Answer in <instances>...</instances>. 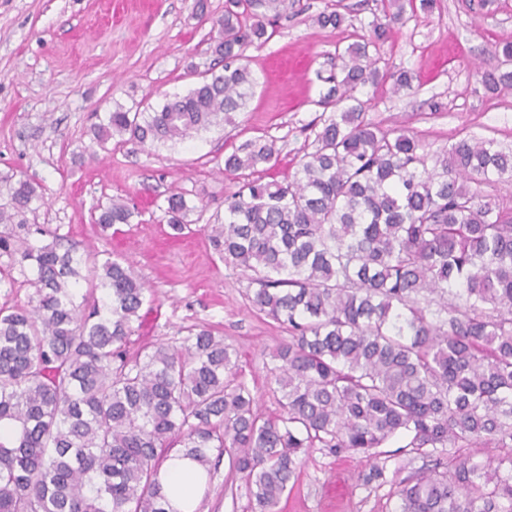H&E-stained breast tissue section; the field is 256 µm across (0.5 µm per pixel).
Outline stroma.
<instances>
[{
    "instance_id": "1",
    "label": "stroma",
    "mask_w": 512,
    "mask_h": 512,
    "mask_svg": "<svg viewBox=\"0 0 512 512\" xmlns=\"http://www.w3.org/2000/svg\"><path fill=\"white\" fill-rule=\"evenodd\" d=\"M338 4V29L313 21ZM0 0V175L36 183L45 203L32 224L59 228L70 243L126 258L152 300L126 349L180 345L207 328L238 352V379L257 410L278 412L271 391L272 350L289 333L250 303L247 276L212 250L204 225L224 211L239 180H283L314 149L320 97L336 74L337 52L382 18L381 0H296L263 46L245 51L257 84L236 125L214 127L156 147L110 140L98 149L97 114L120 103L186 92L194 70H206L224 0ZM512 41V0H436L395 25L382 56L412 73V87H367L365 117L384 130L406 128L430 151L462 137L496 140L512 149V86L487 91L475 63L496 64L492 46ZM275 139V167L239 176L222 173L225 156L244 141ZM181 193L193 204L189 232L172 236L162 207ZM122 198L137 214L118 230L96 222L98 204ZM398 436L366 454L307 449L275 512H397L401 480L429 466ZM212 470L198 512H252L244 480L228 455L212 452ZM384 477L368 481L373 468Z\"/></svg>"
}]
</instances>
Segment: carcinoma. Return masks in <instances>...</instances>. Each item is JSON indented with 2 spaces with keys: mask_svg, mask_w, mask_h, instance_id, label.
<instances>
[{
  "mask_svg": "<svg viewBox=\"0 0 512 512\" xmlns=\"http://www.w3.org/2000/svg\"><path fill=\"white\" fill-rule=\"evenodd\" d=\"M382 2L395 11L339 55L314 150L282 181L243 182L224 197V220L205 227L214 252L249 276L252 305L288 327L272 353L273 416L257 413L236 350L209 329L128 356L147 303L130 265L107 257L79 293L91 252L27 223L43 194L0 177V256L34 289L30 307L0 308V424L15 429L0 441V512H169L157 472L177 445L206 470L211 449L230 453L255 512H273L306 449L365 454L401 434L421 455L508 453L494 464L454 453L443 470L404 479L399 512H512V207L481 191L512 180V152L466 137L431 153L365 119L357 91L412 81L378 64L413 0ZM293 5L226 0L212 47L223 69L157 104H115L94 128L97 145L115 135L175 143L236 124L255 85L244 51ZM345 20L336 8L313 18L333 29ZM481 82L495 91L512 71ZM277 156L275 140H247L224 172ZM165 202L180 235L193 207L182 194ZM134 214L114 201L97 223ZM33 234L53 241L36 247Z\"/></svg>",
  "mask_w": 512,
  "mask_h": 512,
  "instance_id": "1",
  "label": "carcinoma"
}]
</instances>
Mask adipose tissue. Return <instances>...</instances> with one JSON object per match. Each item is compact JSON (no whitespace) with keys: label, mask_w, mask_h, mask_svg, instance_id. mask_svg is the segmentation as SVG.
Here are the masks:
<instances>
[{"label":"adipose tissue","mask_w":512,"mask_h":512,"mask_svg":"<svg viewBox=\"0 0 512 512\" xmlns=\"http://www.w3.org/2000/svg\"><path fill=\"white\" fill-rule=\"evenodd\" d=\"M158 479L172 512H197L206 477L182 453H169L158 468Z\"/></svg>","instance_id":"obj_1"}]
</instances>
